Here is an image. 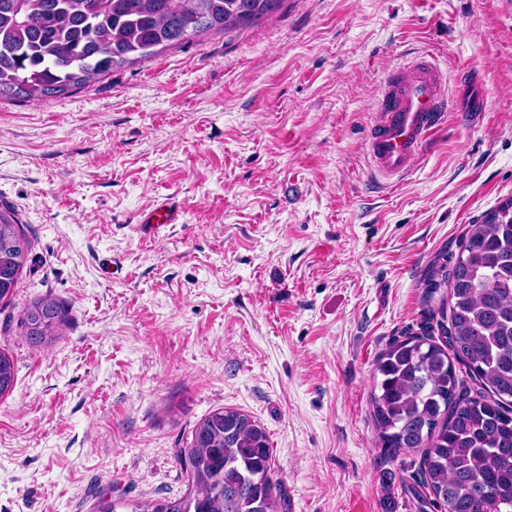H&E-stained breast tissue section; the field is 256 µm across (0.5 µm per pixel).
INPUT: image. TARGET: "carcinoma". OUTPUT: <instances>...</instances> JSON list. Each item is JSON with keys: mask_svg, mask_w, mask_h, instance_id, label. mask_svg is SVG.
Wrapping results in <instances>:
<instances>
[{"mask_svg": "<svg viewBox=\"0 0 512 512\" xmlns=\"http://www.w3.org/2000/svg\"><path fill=\"white\" fill-rule=\"evenodd\" d=\"M281 4L0 0V98L44 102L75 93L116 66L250 26ZM30 250L20 225L1 220V303L14 295ZM424 285L419 331L391 342L375 363L371 404L383 455H416L419 483L440 512H512V199L468 225L457 255L431 266ZM442 287L448 297L434 306ZM21 326L41 343L62 335L67 314L40 298ZM14 383L12 357L0 351V397ZM176 460L186 492L139 512H291L265 429L235 408L201 419Z\"/></svg>", "mask_w": 512, "mask_h": 512, "instance_id": "obj_1", "label": "carcinoma"}]
</instances>
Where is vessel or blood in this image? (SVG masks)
<instances>
[{
    "label": "vessel or blood",
    "mask_w": 512,
    "mask_h": 512,
    "mask_svg": "<svg viewBox=\"0 0 512 512\" xmlns=\"http://www.w3.org/2000/svg\"><path fill=\"white\" fill-rule=\"evenodd\" d=\"M452 109L446 78L427 58L415 60L402 74H391L376 99L378 118L368 131L367 155L375 171L389 180L402 178L433 136L447 124ZM179 209L170 203L155 207L139 221L143 233L177 223Z\"/></svg>",
    "instance_id": "b4317fda"
}]
</instances>
